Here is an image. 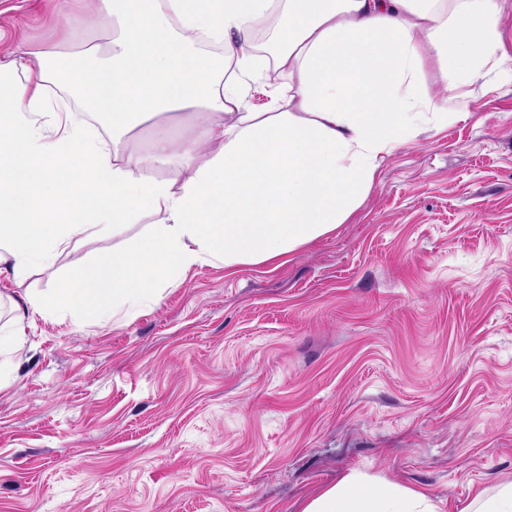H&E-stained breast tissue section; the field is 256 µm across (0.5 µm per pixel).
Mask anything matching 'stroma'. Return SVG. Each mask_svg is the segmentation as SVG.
<instances>
[{"mask_svg": "<svg viewBox=\"0 0 512 512\" xmlns=\"http://www.w3.org/2000/svg\"><path fill=\"white\" fill-rule=\"evenodd\" d=\"M56 26L0 0V49ZM460 101L313 244L105 323L36 318L0 381V512H299L352 470L459 512L512 481V82ZM148 228L1 281L0 317Z\"/></svg>", "mask_w": 512, "mask_h": 512, "instance_id": "1", "label": "stroma"}]
</instances>
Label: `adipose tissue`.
I'll return each instance as SVG.
<instances>
[{
	"label": "adipose tissue",
	"mask_w": 512,
	"mask_h": 512,
	"mask_svg": "<svg viewBox=\"0 0 512 512\" xmlns=\"http://www.w3.org/2000/svg\"><path fill=\"white\" fill-rule=\"evenodd\" d=\"M505 0H56L99 22L80 45L0 56V280L21 283L97 228L149 234L26 297L31 315L105 322L156 304L193 266L257 265L335 231L426 114L457 119L436 87L512 72ZM274 23L272 48L254 44ZM439 84L422 83L426 63ZM277 70L268 107L242 88ZM24 82H14L16 73ZM64 84L111 139L90 136L48 84ZM151 129L148 145L138 136ZM301 512H439L424 489L352 471Z\"/></svg>",
	"instance_id": "obj_1"
}]
</instances>
